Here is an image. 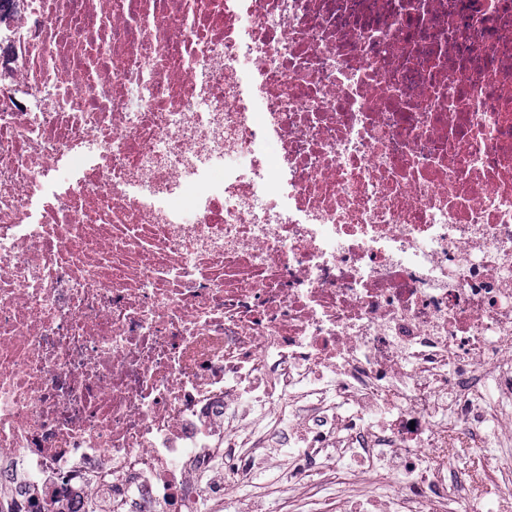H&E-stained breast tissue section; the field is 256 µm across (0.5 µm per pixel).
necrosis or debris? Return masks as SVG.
Listing matches in <instances>:
<instances>
[{
    "label": "necrosis or debris",
    "mask_w": 512,
    "mask_h": 512,
    "mask_svg": "<svg viewBox=\"0 0 512 512\" xmlns=\"http://www.w3.org/2000/svg\"><path fill=\"white\" fill-rule=\"evenodd\" d=\"M0 497L512 501V0H0ZM499 452L500 448H461L448 460V464L457 471L478 474ZM278 453L279 454L276 455L272 461H269L270 464H272L271 466H273L270 473H267L265 476H261L254 481L257 484L255 485L257 488L253 486H245L240 490L241 494L246 495L259 491L268 494L265 498V506L272 508L282 507V502L285 498H288V485L281 488L282 484L278 477V474L283 472L286 468L287 462L285 461L282 451H278Z\"/></svg>",
    "instance_id": "necrosis-or-debris-1"
}]
</instances>
